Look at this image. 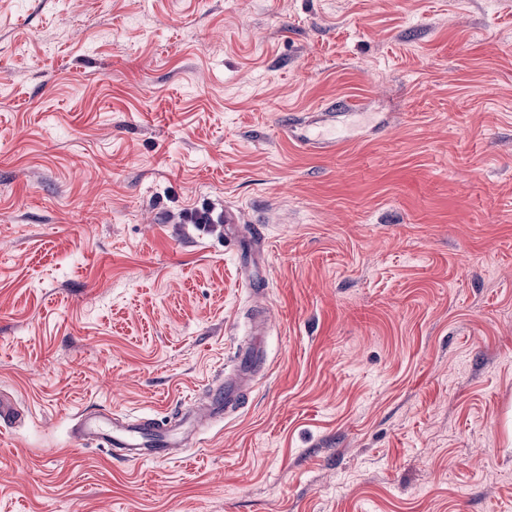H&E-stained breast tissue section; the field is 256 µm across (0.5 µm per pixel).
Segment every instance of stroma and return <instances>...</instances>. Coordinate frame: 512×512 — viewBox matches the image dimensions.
Returning a JSON list of instances; mask_svg holds the SVG:
<instances>
[{
	"label": "stroma",
	"instance_id": "1",
	"mask_svg": "<svg viewBox=\"0 0 512 512\" xmlns=\"http://www.w3.org/2000/svg\"><path fill=\"white\" fill-rule=\"evenodd\" d=\"M259 301L184 457L73 438L202 397ZM0 391V512H512V0H0ZM257 358L259 352L254 343L247 349L242 348L238 353L235 375L225 377L224 384H212L205 397V403L201 406L192 405L184 419L191 418L195 422H202L217 417L230 408H241V401L249 391L248 374Z\"/></svg>",
	"mask_w": 512,
	"mask_h": 512
}]
</instances>
